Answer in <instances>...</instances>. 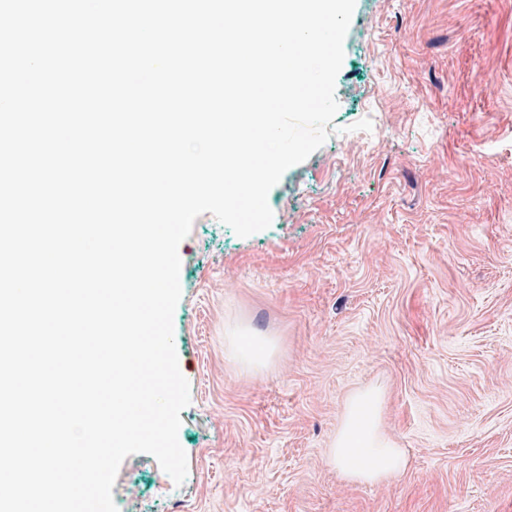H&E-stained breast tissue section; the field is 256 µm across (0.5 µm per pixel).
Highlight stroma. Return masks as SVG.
Segmentation results:
<instances>
[{
	"label": "stroma",
	"mask_w": 512,
	"mask_h": 512,
	"mask_svg": "<svg viewBox=\"0 0 512 512\" xmlns=\"http://www.w3.org/2000/svg\"><path fill=\"white\" fill-rule=\"evenodd\" d=\"M343 48L271 225L207 212L179 245L188 475L126 457L118 512H512V0H356ZM365 387L408 456L381 484L326 458Z\"/></svg>",
	"instance_id": "stroma-1"
}]
</instances>
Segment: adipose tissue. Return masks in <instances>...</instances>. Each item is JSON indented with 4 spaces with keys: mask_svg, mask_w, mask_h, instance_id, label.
<instances>
[{
    "mask_svg": "<svg viewBox=\"0 0 512 512\" xmlns=\"http://www.w3.org/2000/svg\"><path fill=\"white\" fill-rule=\"evenodd\" d=\"M381 410L382 398L374 389L354 393L346 404L328 458L349 480L380 483L405 469V452L384 433Z\"/></svg>",
    "mask_w": 512,
    "mask_h": 512,
    "instance_id": "adipose-tissue-1",
    "label": "adipose tissue"
}]
</instances>
